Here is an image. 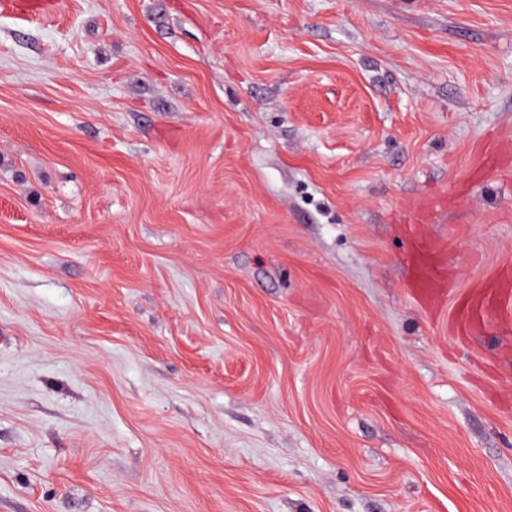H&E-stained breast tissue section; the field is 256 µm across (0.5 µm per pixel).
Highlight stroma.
<instances>
[{
  "mask_svg": "<svg viewBox=\"0 0 512 512\" xmlns=\"http://www.w3.org/2000/svg\"><path fill=\"white\" fill-rule=\"evenodd\" d=\"M505 266L512 0H0V512H512ZM406 240L404 261L413 277L412 288L421 302L434 304L447 292L446 288L448 293L452 288L445 251L423 224L409 225ZM512 302V272L499 274L470 294L458 299L453 312V327L464 338L482 336L498 326L506 304Z\"/></svg>",
  "mask_w": 512,
  "mask_h": 512,
  "instance_id": "obj_1",
  "label": "stroma"
}]
</instances>
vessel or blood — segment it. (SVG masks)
I'll list each match as a JSON object with an SVG mask.
<instances>
[{
	"label": "vessel or blood",
	"instance_id": "1",
	"mask_svg": "<svg viewBox=\"0 0 512 512\" xmlns=\"http://www.w3.org/2000/svg\"><path fill=\"white\" fill-rule=\"evenodd\" d=\"M404 261L410 270L417 298L434 304L450 286L445 251L424 225L412 224L406 230ZM512 303V272L499 274L470 294L458 299L453 327L465 338L481 336L497 327L506 304Z\"/></svg>",
	"mask_w": 512,
	"mask_h": 512
}]
</instances>
